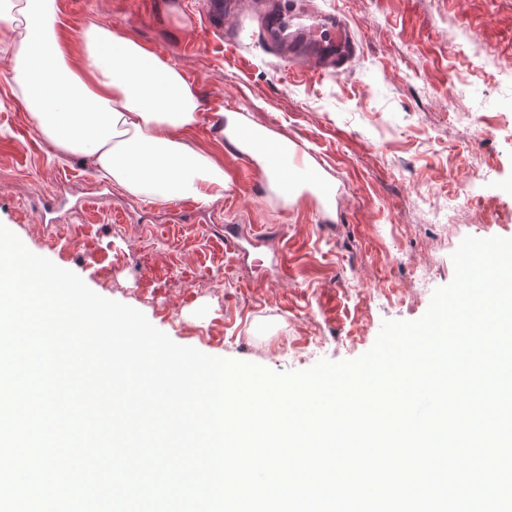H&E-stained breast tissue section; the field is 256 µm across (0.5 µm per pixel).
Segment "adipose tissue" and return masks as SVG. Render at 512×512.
<instances>
[{
    "instance_id": "adipose-tissue-1",
    "label": "adipose tissue",
    "mask_w": 512,
    "mask_h": 512,
    "mask_svg": "<svg viewBox=\"0 0 512 512\" xmlns=\"http://www.w3.org/2000/svg\"><path fill=\"white\" fill-rule=\"evenodd\" d=\"M58 0H0L11 93L57 155L84 156L125 192L152 201L221 199L223 164L192 143L202 99L173 62L119 29L89 22L75 44Z\"/></svg>"
}]
</instances>
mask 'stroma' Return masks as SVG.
I'll return each mask as SVG.
<instances>
[{
  "instance_id": "1",
  "label": "stroma",
  "mask_w": 512,
  "mask_h": 512,
  "mask_svg": "<svg viewBox=\"0 0 512 512\" xmlns=\"http://www.w3.org/2000/svg\"><path fill=\"white\" fill-rule=\"evenodd\" d=\"M314 2L359 39L346 73L292 74L256 19L237 48L195 41L209 0H58L69 39L97 19L180 67L205 101L194 142L229 184L192 209L129 195L59 160L0 81V224L174 342L276 372L357 358L383 321L419 319L465 236L512 237V0ZM218 109L309 149L338 198L275 200L212 132ZM450 205L454 223L430 222Z\"/></svg>"
}]
</instances>
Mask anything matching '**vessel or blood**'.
<instances>
[{
    "label": "vessel or blood",
    "mask_w": 512,
    "mask_h": 512,
    "mask_svg": "<svg viewBox=\"0 0 512 512\" xmlns=\"http://www.w3.org/2000/svg\"><path fill=\"white\" fill-rule=\"evenodd\" d=\"M255 3L256 0H218L211 12V22L204 28L205 34L237 43L238 29L225 27L223 17L228 13L246 17ZM290 8L299 20L294 30L284 31L283 17L276 6L265 11L261 20L268 43L284 50L290 68L307 69L321 76H337L347 70L357 57L358 41L345 19L316 11L306 0H292ZM233 137L236 143L248 146L262 157L260 174L273 177V195L278 200L287 201L303 189L312 190L323 199L331 194L328 180L301 149L289 150L259 137L251 126L235 128Z\"/></svg>",
    "instance_id": "obj_1"
}]
</instances>
